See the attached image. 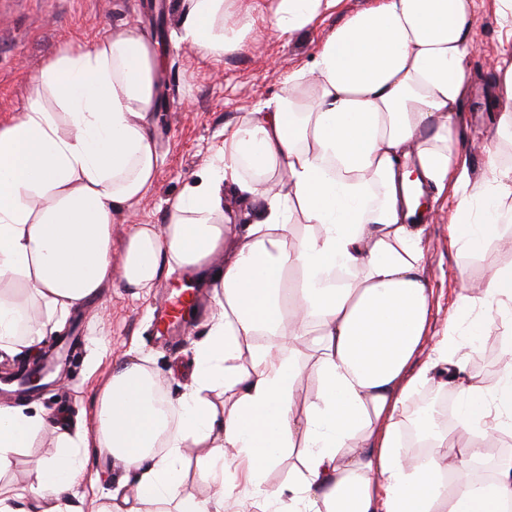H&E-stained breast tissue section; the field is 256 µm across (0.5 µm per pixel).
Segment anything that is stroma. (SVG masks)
<instances>
[{
	"label": "stroma",
	"instance_id": "1",
	"mask_svg": "<svg viewBox=\"0 0 512 512\" xmlns=\"http://www.w3.org/2000/svg\"><path fill=\"white\" fill-rule=\"evenodd\" d=\"M375 3L340 0L332 16L284 38L273 27V0H232V11L244 17L251 30L242 49L218 55L181 41L189 0H0V124L21 115L33 76L62 49L127 29L156 43L163 58L158 101L165 110L154 133L163 161L152 193L113 218L112 265L117 268L132 226L163 223L171 201L199 171L214 164L225 124L239 121L280 95L289 74L311 68L335 27ZM505 39L496 0H483L470 33L474 51L469 57L471 87L464 112L466 156L475 176L485 172L488 152L498 143L490 91ZM428 215L423 277L429 286V316L414 358L418 364L427 360L455 319L461 296L472 295L473 284L484 282L493 270L512 266V227H501L480 251L466 252L450 245L454 211L447 196L432 202ZM173 282V277L162 278L149 295L137 297L120 279H113L92 309L74 314L67 324V333L81 336L82 342L74 349L62 381L42 393L24 395V403L53 414L66 413L70 432L86 430L92 425L96 390L109 378L114 362L132 350L166 378L172 396H180L185 380L169 376L168 370L189 364L197 343L206 336L210 291L202 289L195 316L181 329L177 343L169 346L158 338L154 308ZM499 334L497 327L486 328L466 356L467 372L489 387L497 384L504 365ZM56 453L51 441L35 439L0 474V488L29 494L35 462ZM125 475L123 463L113 458L90 463L77 489L82 512H94L96 500L105 494L122 499Z\"/></svg>",
	"mask_w": 512,
	"mask_h": 512
}]
</instances>
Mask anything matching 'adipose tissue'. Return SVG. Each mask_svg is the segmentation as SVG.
Masks as SVG:
<instances>
[{"mask_svg":"<svg viewBox=\"0 0 512 512\" xmlns=\"http://www.w3.org/2000/svg\"><path fill=\"white\" fill-rule=\"evenodd\" d=\"M339 0H275L284 36L331 15ZM507 61L493 82L496 130L512 145V0H498ZM478 0H379L337 26L311 70L225 125L217 165L196 174L165 223L134 225L112 269V216L154 188L152 131L161 57L135 31L65 51L33 78L20 117L0 126V354L38 353L113 277L146 294L162 276L198 273L210 290L207 336L190 382L170 399L142 358L113 364L93 427L0 405V472L36 437L59 455L34 467L31 496L0 491V512H77L84 462L71 448L119 459L132 479L99 512H512V451L491 480L447 492L480 440L512 427V267L483 285L470 324L503 328L509 357L489 388L465 373L453 334L417 371L429 291L412 183L447 190L452 241L480 250L512 223V165L490 151L471 175L461 119ZM248 23L225 0H190L181 40L213 53L244 45ZM232 185L237 205H224ZM298 224L308 233L296 234ZM313 337V365L300 360ZM320 387L295 413L305 373ZM427 383L460 396L453 437L405 460L403 411ZM302 447L300 474L261 492L265 471ZM212 489L182 494L187 449Z\"/></svg>","mask_w":512,"mask_h":512,"instance_id":"1","label":"adipose tissue"}]
</instances>
